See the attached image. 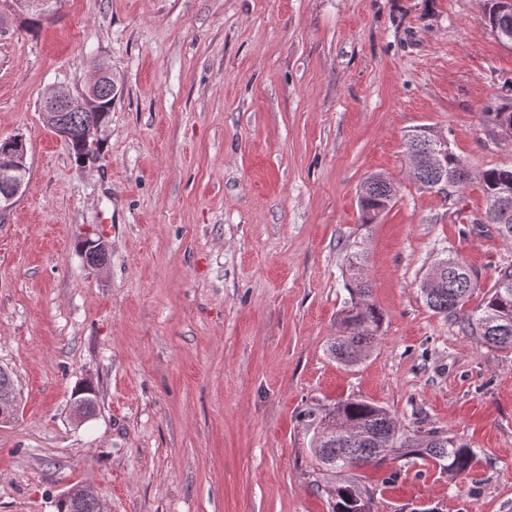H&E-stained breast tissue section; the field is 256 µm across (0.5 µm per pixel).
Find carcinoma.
<instances>
[{"instance_id": "carcinoma-1", "label": "carcinoma", "mask_w": 512, "mask_h": 512, "mask_svg": "<svg viewBox=\"0 0 512 512\" xmlns=\"http://www.w3.org/2000/svg\"><path fill=\"white\" fill-rule=\"evenodd\" d=\"M499 129L512 130V107H502L488 113ZM95 119L93 112L66 113V136L63 141L73 157H79L81 133ZM432 128L423 127L408 136L406 146L410 154H424L435 145ZM448 175V186L438 185L439 174L434 168H423L413 177L420 186L437 190L444 197L458 194L470 181L460 158L448 150L442 160ZM369 184L360 198L361 222L374 224L395 203L397 190L382 175L368 177ZM486 200L483 215L471 220L473 224H493L506 239L512 240V222L502 224L497 203L503 195L512 197V167L492 168L479 175ZM350 299L339 315V331L330 347L331 355L345 366L356 365L376 341L382 328V311L370 299V286L364 265V254L350 255L346 267ZM480 279L479 272L461 258H448L443 273V286L433 294L422 296L425 305L436 314L451 319L469 335L479 337L483 343L499 349L512 350V263L500 266L493 277L483 303L472 311H464L471 291ZM338 415L352 432L332 426L331 418ZM303 420L312 428L310 448L318 467L341 480L328 487L332 512H372V496L358 480L347 472L364 466L379 467L388 457L419 458L430 461L457 477L468 472L475 458L471 445L454 435L438 430L407 434L390 411L376 403L352 399L341 400L317 412L309 409Z\"/></svg>"}]
</instances>
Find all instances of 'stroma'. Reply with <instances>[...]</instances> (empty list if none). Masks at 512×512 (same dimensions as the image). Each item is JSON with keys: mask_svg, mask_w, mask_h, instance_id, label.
<instances>
[{"mask_svg": "<svg viewBox=\"0 0 512 512\" xmlns=\"http://www.w3.org/2000/svg\"><path fill=\"white\" fill-rule=\"evenodd\" d=\"M486 0H60L34 28L0 0V136L29 182L0 214V512H56L93 484L105 512H331L304 410L347 398L407 431L468 440L466 475L357 469L374 512H512V350L429 310L420 279L451 255L481 305L512 241L410 174L405 138L443 132L473 173L512 167L487 114L512 106V44ZM112 66V120L83 167L42 122L47 91ZM374 173L394 206L362 223ZM107 243L104 268L81 253ZM363 243L384 313L365 361L328 353ZM91 383L95 414L73 415Z\"/></svg>", "mask_w": 512, "mask_h": 512, "instance_id": "1", "label": "stroma"}]
</instances>
